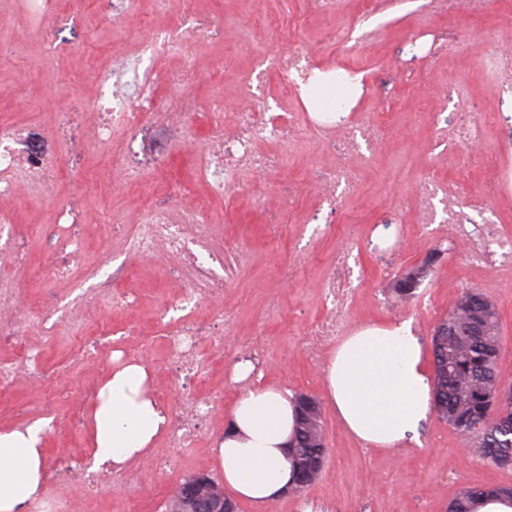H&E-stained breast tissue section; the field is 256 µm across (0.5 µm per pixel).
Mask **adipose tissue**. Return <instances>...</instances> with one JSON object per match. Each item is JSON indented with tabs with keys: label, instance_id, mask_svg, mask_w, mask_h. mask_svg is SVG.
Wrapping results in <instances>:
<instances>
[{
	"label": "adipose tissue",
	"instance_id": "1",
	"mask_svg": "<svg viewBox=\"0 0 512 512\" xmlns=\"http://www.w3.org/2000/svg\"><path fill=\"white\" fill-rule=\"evenodd\" d=\"M328 398L351 434L373 448H393L429 409L430 377L411 321L365 325L331 352L323 371ZM294 395L284 385L254 383L229 412L216 448V467L231 496L257 512L292 481L286 446L294 430ZM87 460L108 471L146 459L169 415L150 392V371L135 360L114 361L89 412ZM45 422L0 432V512L39 501L47 473Z\"/></svg>",
	"mask_w": 512,
	"mask_h": 512
}]
</instances>
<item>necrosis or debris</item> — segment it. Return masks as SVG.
Returning <instances> with one entry per match:
<instances>
[{
    "label": "necrosis or debris",
    "mask_w": 512,
    "mask_h": 512,
    "mask_svg": "<svg viewBox=\"0 0 512 512\" xmlns=\"http://www.w3.org/2000/svg\"><path fill=\"white\" fill-rule=\"evenodd\" d=\"M205 31L203 20L188 16L181 22L164 28H146L140 33L141 50L153 55L188 51L192 42ZM194 74L189 70L173 72L169 81L173 93L160 98L155 91V78L139 58H126L112 67L99 70L93 80L95 95L92 110L98 116L97 140L100 145L112 144V131H125L129 150H136L137 137L146 124L169 119L184 120L197 112V102L189 92ZM269 103L262 92L252 94V100L241 106L224 104L214 106V120L209 147L201 156V174L213 198L224 194L239 181L243 171L267 174L282 166L283 160L274 154L257 149L259 139L285 141L292 136L294 126L286 122L261 123L257 113L266 111ZM312 126L322 138L327 151L334 153L336 163L327 167L320 176L322 195L320 204L335 207L338 200L352 192L358 182L357 168H368L380 141V131L358 123L337 122L335 113H326L324 120L313 121ZM30 131L12 123H0V201L10 198L18 177H26L38 188L52 185L58 176L56 164L31 141ZM359 157V167H352L351 157ZM419 223L448 225L469 253L472 263L479 266L512 264V236L493 230L491 224L477 223L459 198L448 194L444 183L437 177L426 176L418 186ZM58 248L62 260L47 271L49 277L68 274L66 259L79 256L84 242L70 232L79 223L81 213L75 201L67 200L58 207ZM215 236V227L200 207H183L179 211L147 207L144 221L130 238L131 246L144 254L160 250L182 257L187 263L195 258L190 243L209 245ZM352 268L348 255H340L335 266L323 280V318L314 326L307 344L310 358L320 355L324 342L341 330L348 300L352 294ZM224 294L223 279L215 277L209 269L198 268L192 285L176 304L180 318L173 320V331L167 338L168 356L172 364L175 386L186 389L199 379L201 364L198 348L209 342L214 351H222L221 337L203 339V328L192 321L188 313L199 299L220 297ZM47 370L40 351L24 348L19 361H0V388H10L20 382L45 383ZM207 411L201 402L188 393L181 409L171 415L166 432L168 444L174 448L195 445L206 421Z\"/></svg>",
    "instance_id": "obj_1"
}]
</instances>
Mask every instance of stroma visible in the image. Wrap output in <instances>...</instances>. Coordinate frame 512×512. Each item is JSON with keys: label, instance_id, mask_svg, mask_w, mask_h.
<instances>
[{"label": "stroma", "instance_id": "35a3bbf8", "mask_svg": "<svg viewBox=\"0 0 512 512\" xmlns=\"http://www.w3.org/2000/svg\"><path fill=\"white\" fill-rule=\"evenodd\" d=\"M102 10L100 0H58L47 20L49 32L63 43L54 54L47 52L43 35L22 31L15 4L0 10V121L32 129L38 147L66 170L43 192L32 191L24 179L16 184L17 202L8 211L13 244L26 262L7 267L5 275L19 285L17 316L67 305L76 289L86 291L80 317L63 319L57 337L35 328L25 336V344L40 350L54 389L0 390V430L49 421L46 459L85 460L89 404L83 395L99 386L116 351L149 368L154 398L176 412L166 348L169 327L160 321L159 310L187 288L192 269L180 258L143 255L129 245L145 204L168 205L166 184H193L188 203L207 201L224 247L223 265L213 268L224 279L220 302L235 322L222 353L206 345L200 349L205 377L195 396L211 401L213 409L199 443L170 449L156 441L151 459L177 457L175 470L155 471L149 461L131 464V484L77 494L69 512H167L183 478L214 475L216 439L245 387L231 378L244 344L254 345L251 361L264 381L324 402L322 369L311 364L305 343L324 312L322 278L344 251L354 287L345 331L366 322L409 319L427 349L439 320L464 290L474 288L499 309V371L512 383V266L473 265L467 251L453 244L447 225L420 228L412 197L424 176H438L449 192L464 187L479 195L483 209L494 212L500 229L512 234V182L504 180L512 175V131L500 122L486 128L477 149H453L436 145L430 121L434 112L454 124L466 112L496 111L498 82L486 57L494 41L512 43V0H486L483 8L465 13L454 0H381L376 6L370 0H340L330 16L315 0H171L165 15L144 13L131 22L108 21ZM189 14L220 24L221 35L195 41L182 56L142 57L156 73L161 96L171 92L170 73L203 62L191 86L200 109L186 121L195 138L182 140L174 125L144 129L148 151L135 162L144 168L150 187L118 185L122 132L113 133L112 148H103L94 137L93 115L66 124L60 108L75 99L91 100L86 84L91 71L109 67L114 56L139 54L137 29L166 27ZM343 27L351 31L345 45L336 39ZM436 33L446 37L447 48L434 54L430 47ZM300 43L328 73L360 75L361 88L350 96L346 113L384 131L375 163L363 173L359 190L336 210L320 208L314 174L334 158L304 121L309 104L303 92L285 94L273 69L264 83L272 109L259 119H290L296 128L288 141H263L259 148L283 155L284 166L270 174L242 175L223 200L209 199L196 155L209 143L211 107L243 95L258 59H279ZM462 81L471 87L463 105L454 96ZM157 146L167 150L159 166L150 155ZM287 189L296 197L288 210L281 202ZM68 199L80 204L76 232L86 247L71 263L68 277L51 280L43 271L57 256V206ZM428 258L433 264L416 297L395 298L391 288L398 276ZM110 274L116 277L113 290L100 291L99 277ZM103 323L112 326L111 350L92 362L77 360L80 330L92 332ZM322 420L330 454L319 479L300 494L272 502L266 512H446L463 485L512 484V471L485 465L469 441L435 412L420 421L416 440L393 449L367 448L331 408H324Z\"/></svg>", "mask_w": 512, "mask_h": 512}]
</instances>
